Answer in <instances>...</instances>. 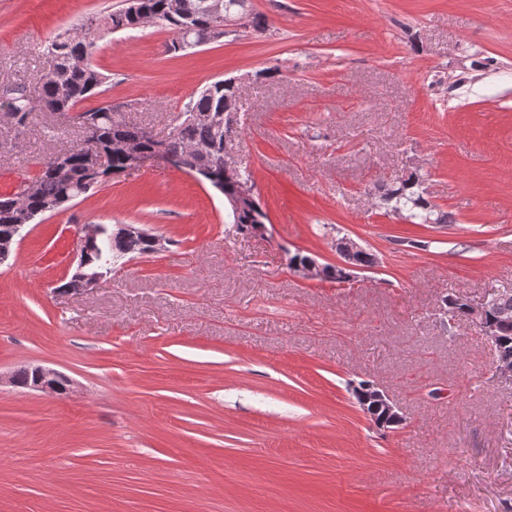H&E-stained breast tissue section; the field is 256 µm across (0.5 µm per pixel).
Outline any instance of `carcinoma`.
<instances>
[{
    "label": "carcinoma",
    "instance_id": "obj_1",
    "mask_svg": "<svg viewBox=\"0 0 512 512\" xmlns=\"http://www.w3.org/2000/svg\"><path fill=\"white\" fill-rule=\"evenodd\" d=\"M140 3L142 12L135 17L120 10L114 11L102 19H94L93 26L84 23L48 41L44 55L51 66V75L41 82L39 101L33 102L18 87L11 89L5 97L9 108L7 116L17 131L28 128L29 117L37 107L53 114H63L99 93L106 76L93 65L92 58L96 49L95 33L101 26L119 31L136 30L150 24L161 25L172 30L180 42L189 39L202 44L210 40L209 27L216 5L221 6L224 16L230 20L240 17L243 24L257 30L265 26L264 18L245 10L248 0H140ZM240 99L239 86L232 80L211 83L188 104L182 121L158 143L144 135L143 127L118 119L110 105L82 112L83 123L79 127L83 138L107 152V170L99 176L86 172L78 148L69 150V163L64 168L57 167L55 156H50L33 177L27 198L14 203L8 197H0V239L12 237L14 225L22 223L23 214L39 216L57 210L94 190L105 182L109 174L124 170L123 151L114 146L117 140L149 156L160 144L166 147L167 153L174 155H183L195 147L210 148L206 153L191 155V164L207 177L224 180L226 197L233 193L235 185L254 183L252 174L246 170L231 175L224 171V111L238 110ZM418 186L416 177L395 182L378 197L380 207L387 213L403 216L410 224L453 223L451 214L433 209L417 191ZM231 216L236 230L246 234L267 219L258 203L249 209H233ZM155 253L157 249L152 237L137 232L123 234L107 228L87 243L83 273H108L131 259ZM444 304L448 308L447 322L467 318L466 301L462 297H449Z\"/></svg>",
    "mask_w": 512,
    "mask_h": 512
}]
</instances>
